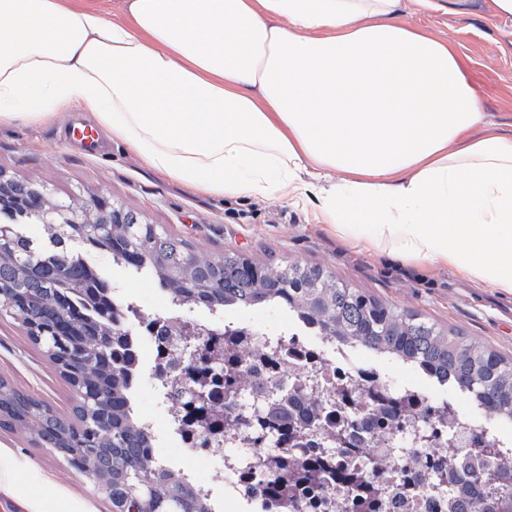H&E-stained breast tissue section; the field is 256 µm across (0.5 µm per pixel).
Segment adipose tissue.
I'll use <instances>...</instances> for the list:
<instances>
[{
	"mask_svg": "<svg viewBox=\"0 0 512 512\" xmlns=\"http://www.w3.org/2000/svg\"><path fill=\"white\" fill-rule=\"evenodd\" d=\"M403 0H0V123L79 110L221 198L512 294V133Z\"/></svg>",
	"mask_w": 512,
	"mask_h": 512,
	"instance_id": "adipose-tissue-1",
	"label": "adipose tissue"
}]
</instances>
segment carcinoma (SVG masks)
<instances>
[{"label":"carcinoma","mask_w":512,"mask_h":512,"mask_svg":"<svg viewBox=\"0 0 512 512\" xmlns=\"http://www.w3.org/2000/svg\"><path fill=\"white\" fill-rule=\"evenodd\" d=\"M35 184L11 177L0 182V310L30 321L31 341L51 351L50 359L73 387L74 418L56 413L36 397L0 379V429L35 436L70 468L88 475L112 512H212L207 499L182 472L159 462L154 439L144 432L132 405L139 366L125 329L126 307L106 279L69 248L79 240L109 254L135 277L158 283L177 307L224 311L273 306L322 336L377 357L408 364L442 386L464 394L491 419L512 421V358L487 345L445 330L416 313L340 283L312 264L271 265L244 252L226 250L213 257L195 253L192 244L158 224L114 205L94 216L90 232L81 214L65 224H45L47 243L25 236L19 217L39 222L38 213L64 201L43 192L29 203ZM77 314L69 330L58 333L53 315ZM196 362L180 361L175 372L189 381L179 408L190 423L205 421L210 431L254 419L258 438L273 437L283 448L280 476L267 484L274 497L295 492L314 495L339 482L357 492V505L376 512L385 488L361 479L357 467L374 466L385 475L392 459H356L368 439L393 440L394 455L406 456L394 440L410 414L422 417L421 448L446 445V456L428 458L424 469L406 471V486H424L454 502L470 501V512H512V456L475 438L461 445L454 413L446 403L432 405L378 389L366 396V411L352 413L358 394L345 390L340 401L315 400L300 386L274 393L267 374L246 370L255 356L242 344L213 333Z\"/></svg>","instance_id":"carcinoma-1"}]
</instances>
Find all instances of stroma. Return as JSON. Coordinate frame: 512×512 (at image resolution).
Masks as SVG:
<instances>
[{
	"mask_svg": "<svg viewBox=\"0 0 512 512\" xmlns=\"http://www.w3.org/2000/svg\"><path fill=\"white\" fill-rule=\"evenodd\" d=\"M407 19L434 37L453 41L490 121L512 132V18L494 17L491 0H465L458 14H425L409 0ZM69 118L64 112L45 125H0V173L44 187L68 202L106 196L139 213L144 222L162 225L188 240L206 256L235 249L275 265L323 266L349 287L512 356V294L476 284L448 267L363 249L338 237L329 225L316 223L307 205L275 197L224 199L189 191L109 138L98 155L84 156L63 138ZM71 248L84 252L77 241ZM84 254L131 302L163 310L165 295L155 282L130 277L106 253ZM379 367L392 389L421 388L433 401L472 413L477 426H491L512 441V423L487 424L461 395L432 384L411 366L383 360ZM0 377L42 399L58 414L72 416L74 392L46 352L30 341L17 316H0ZM156 452L168 465L189 467L198 477L212 466L204 452L180 448L163 426L158 429ZM1 456L14 462L15 478L12 488L0 489V512H34L40 504L48 512H110L87 475L72 470L33 435L0 429Z\"/></svg>",
	"mask_w": 512,
	"mask_h": 512,
	"instance_id": "obj_1",
	"label": "stroma"
}]
</instances>
